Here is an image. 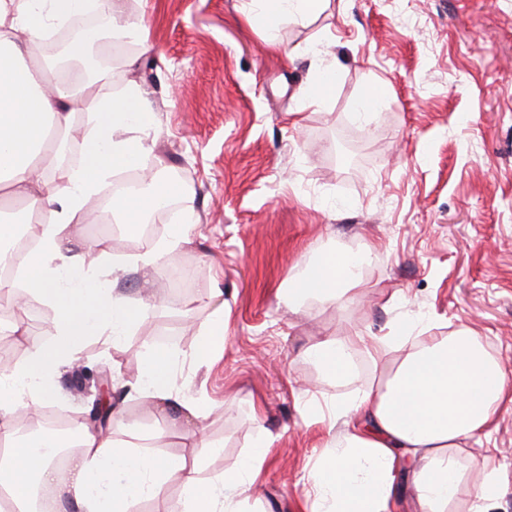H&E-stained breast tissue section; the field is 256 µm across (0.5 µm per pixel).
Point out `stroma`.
Listing matches in <instances>:
<instances>
[{
  "label": "stroma",
  "instance_id": "1",
  "mask_svg": "<svg viewBox=\"0 0 512 512\" xmlns=\"http://www.w3.org/2000/svg\"><path fill=\"white\" fill-rule=\"evenodd\" d=\"M249 7L125 0L148 33L103 51L118 56L116 86L148 91L160 127L139 169L161 170L193 230L149 278L117 272V291L150 317L118 342L88 338L56 369L52 406L87 415L94 376L108 373L102 431L140 438L160 457L194 456L180 413L125 386L166 329L175 385L201 402L202 424L221 447L205 476L236 471L259 417L274 441L242 512H310V472L331 443L317 416L378 374L361 354L351 378L326 379L307 354L312 344L383 336L396 322L445 336L463 323L512 370V0H331L318 18L285 26L277 52L246 19ZM322 57L335 64L336 84L292 125L288 111L301 107L298 89ZM372 87L385 96L361 111ZM366 241L379 249L363 297L342 309L284 305L298 264ZM173 262L190 268L195 287L180 303L165 288ZM221 305L230 309L224 341L197 367L196 325ZM490 449L507 486L490 512H512V409L471 444L458 512H467Z\"/></svg>",
  "mask_w": 512,
  "mask_h": 512
}]
</instances>
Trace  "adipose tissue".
Wrapping results in <instances>:
<instances>
[{"label": "adipose tissue", "mask_w": 512, "mask_h": 512, "mask_svg": "<svg viewBox=\"0 0 512 512\" xmlns=\"http://www.w3.org/2000/svg\"><path fill=\"white\" fill-rule=\"evenodd\" d=\"M91 4L113 31L148 30L144 19L125 15L119 0H0V191L25 197L29 217L40 226L36 249L18 257L16 269L30 295L54 311L51 342L32 344L25 359L0 367V488L7 492L9 512H31L38 494L68 502L74 512H140L143 500L163 497L165 479L174 474L183 487L182 512H239L240 501L255 490L271 445L265 431H258L236 472L217 478L203 475L204 459L216 446L201 426L187 434L200 450L189 464L83 427L62 472L51 454L58 437L20 433L19 411L37 412L57 397L53 374L75 358L85 339L115 342L147 317L143 306L117 296L113 282L64 242L69 224L110 173L137 165L152 151L158 115L138 83L106 95L107 73L91 77L72 69L61 75L29 60L44 32L83 15ZM254 6L255 19L276 49L285 24L320 14L327 0H255ZM78 106L94 118L81 156L71 165L55 163V135L68 131ZM47 165L64 187L63 198L44 193L38 174ZM171 193L154 177L148 193L115 196L112 212L134 227ZM190 231L187 224L171 225L145 253L131 257L129 266L143 273L157 260L172 258L188 243ZM352 263L349 253L323 252L299 273L290 291L293 300L336 307L352 301L364 286ZM360 352L379 364V377L358 398L328 409L323 426L336 445L322 451L311 472L313 512H393L398 467L410 490L408 512H454L468 446L512 404V374L464 325L451 335L420 340L395 325L387 336L325 339L308 350L332 380L350 377ZM134 385L153 404L173 402L193 418L203 417L197 402L177 396L167 351L147 355ZM502 491L501 468L487 456L468 512H488Z\"/></svg>", "instance_id": "1"}]
</instances>
